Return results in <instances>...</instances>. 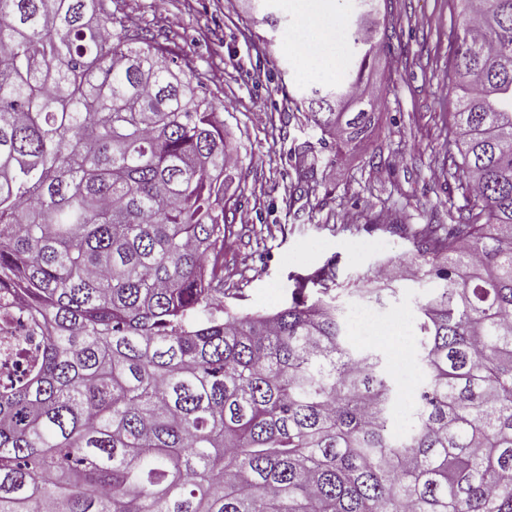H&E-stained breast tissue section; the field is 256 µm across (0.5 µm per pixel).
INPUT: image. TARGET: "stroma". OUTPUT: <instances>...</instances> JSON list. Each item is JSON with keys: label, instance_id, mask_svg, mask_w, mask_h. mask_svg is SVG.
<instances>
[{"label": "stroma", "instance_id": "obj_1", "mask_svg": "<svg viewBox=\"0 0 512 512\" xmlns=\"http://www.w3.org/2000/svg\"><path fill=\"white\" fill-rule=\"evenodd\" d=\"M119 0L118 15L164 42L202 74L239 167L227 205L236 236L224 250V301L242 312L271 311L287 300L288 276L335 258L339 283L376 276L385 263L412 265L411 232L454 224L464 213L449 194L448 114L455 97L440 84L448 71V30L458 23L456 0H389V47L370 71L383 95L366 144L333 160L298 107L307 88L334 81L315 75L294 47L301 22L292 0ZM272 15L276 26L263 24ZM310 143L318 181L314 204L294 191L296 154ZM372 232H365V225ZM430 292L403 280L395 297L375 307L373 323L347 332L357 349L387 356L396 402L416 408L418 364L390 359L399 318L414 320Z\"/></svg>", "mask_w": 512, "mask_h": 512}]
</instances>
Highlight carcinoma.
<instances>
[{
	"instance_id": "carcinoma-1",
	"label": "carcinoma",
	"mask_w": 512,
	"mask_h": 512,
	"mask_svg": "<svg viewBox=\"0 0 512 512\" xmlns=\"http://www.w3.org/2000/svg\"><path fill=\"white\" fill-rule=\"evenodd\" d=\"M448 57L458 224L414 236L425 379L390 435L379 355L346 340L336 260L271 312L224 304V119L197 70L112 0H0V318L37 339L0 380V512H512V0H459ZM300 100L333 157L362 145L387 47ZM299 191L316 184L297 169ZM384 288H358L384 303Z\"/></svg>"
}]
</instances>
